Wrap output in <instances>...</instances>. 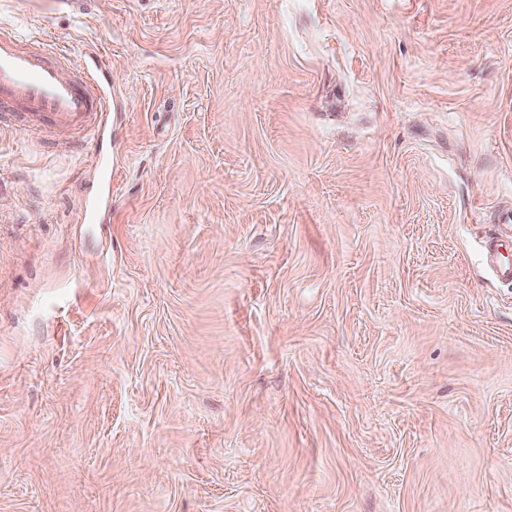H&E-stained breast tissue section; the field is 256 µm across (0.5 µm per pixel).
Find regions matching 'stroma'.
<instances>
[{
	"label": "stroma",
	"mask_w": 512,
	"mask_h": 512,
	"mask_svg": "<svg viewBox=\"0 0 512 512\" xmlns=\"http://www.w3.org/2000/svg\"><path fill=\"white\" fill-rule=\"evenodd\" d=\"M105 50L0 127V512H512V0H0ZM75 63L53 44L0 27V124H47L89 138L96 157L112 161V124L124 107L112 100V68L98 49ZM98 179H93L92 187L100 182L102 189L88 196L83 205V222L89 224H106L107 215L112 211V169L109 172H98Z\"/></svg>",
	"instance_id": "obj_1"
}]
</instances>
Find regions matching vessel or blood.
I'll return each instance as SVG.
<instances>
[{
    "label": "vessel or blood",
    "mask_w": 512,
    "mask_h": 512,
    "mask_svg": "<svg viewBox=\"0 0 512 512\" xmlns=\"http://www.w3.org/2000/svg\"><path fill=\"white\" fill-rule=\"evenodd\" d=\"M123 109L112 100V69L99 50L82 62L53 44L23 39L0 27V124L21 118L89 138L97 157L112 155V125ZM99 192L88 196L83 220L103 224L112 210V175L98 173Z\"/></svg>",
    "instance_id": "b4317fda"
}]
</instances>
